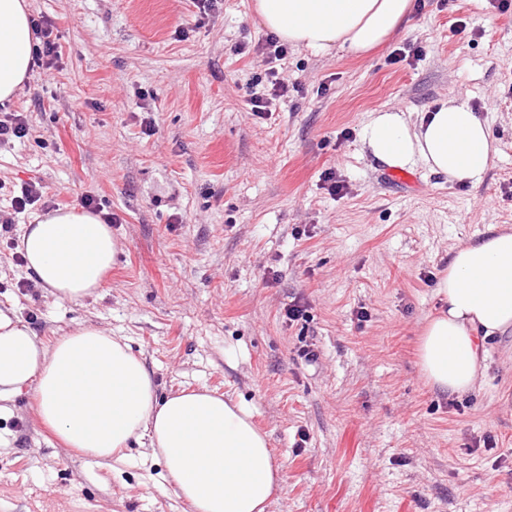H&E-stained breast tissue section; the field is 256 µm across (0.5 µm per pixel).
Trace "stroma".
Wrapping results in <instances>:
<instances>
[{
  "mask_svg": "<svg viewBox=\"0 0 512 512\" xmlns=\"http://www.w3.org/2000/svg\"><path fill=\"white\" fill-rule=\"evenodd\" d=\"M29 4L60 56L4 106L31 131L0 147V211L41 184L18 232L91 194L122 251L96 295L57 303L18 288L29 273L0 237V305L46 342L80 326L124 338L159 395L206 387L250 409L283 465L267 512H512V331L485 341L464 395L429 385L417 356L453 249L512 226V4L413 0L369 52L292 46L276 63L254 0ZM413 43L423 55L395 61ZM273 68L290 90L262 119L249 101ZM453 91L496 137L483 183L421 166L413 189L382 181L360 140L371 113ZM10 406L0 512H185L148 446L102 462L42 425L32 388Z\"/></svg>",
  "mask_w": 512,
  "mask_h": 512,
  "instance_id": "stroma-1",
  "label": "stroma"
}]
</instances>
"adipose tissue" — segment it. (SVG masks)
I'll list each match as a JSON object with an SVG mask.
<instances>
[{
	"label": "adipose tissue",
	"instance_id": "ef3b65f1",
	"mask_svg": "<svg viewBox=\"0 0 512 512\" xmlns=\"http://www.w3.org/2000/svg\"><path fill=\"white\" fill-rule=\"evenodd\" d=\"M254 10L282 42L360 54L408 21L411 0H255ZM33 42L27 0H0V102L28 80ZM361 143L391 168L421 165L474 188L497 152L490 126L459 92L421 114L373 113ZM18 249L36 285L61 303L95 295L121 246L99 215L71 208L25 225ZM435 293L443 306L422 330L421 371L432 386L464 394L482 374L478 336L512 330V228L456 248ZM27 386L66 447L109 459L148 438L190 512H266L282 490L281 465L245 406L205 389L158 397L122 338L84 326L48 344L0 308V402Z\"/></svg>",
	"mask_w": 512,
	"mask_h": 512
}]
</instances>
